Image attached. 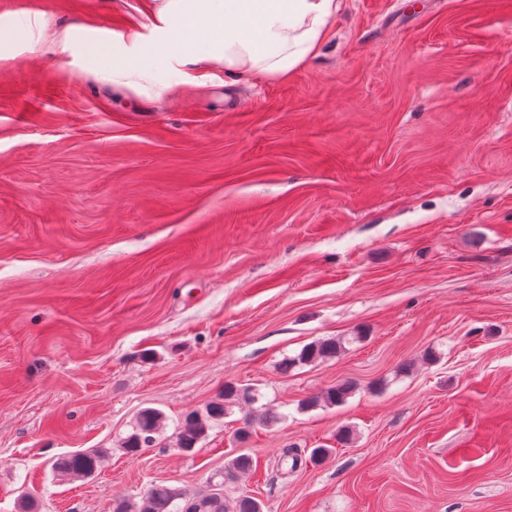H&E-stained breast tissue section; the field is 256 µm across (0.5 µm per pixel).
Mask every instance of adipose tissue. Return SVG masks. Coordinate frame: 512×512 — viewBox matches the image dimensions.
<instances>
[{
	"label": "adipose tissue",
	"mask_w": 512,
	"mask_h": 512,
	"mask_svg": "<svg viewBox=\"0 0 512 512\" xmlns=\"http://www.w3.org/2000/svg\"><path fill=\"white\" fill-rule=\"evenodd\" d=\"M341 0H153L150 39L132 34L120 42L83 30L49 29L37 16L0 22V60L16 58L52 39L78 47L82 61L103 78L138 92L171 93L180 68L199 79L217 72L231 78H285L318 55Z\"/></svg>",
	"instance_id": "obj_1"
}]
</instances>
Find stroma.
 Masks as SVG:
<instances>
[{"label": "stroma", "instance_id": "obj_1", "mask_svg": "<svg viewBox=\"0 0 512 512\" xmlns=\"http://www.w3.org/2000/svg\"><path fill=\"white\" fill-rule=\"evenodd\" d=\"M149 2L0 19L145 34ZM329 27L288 78L185 68L161 98L50 42L0 62V512L205 493L228 457L263 473L320 446L226 489L264 512H512V0H343ZM228 381L259 401L180 452ZM147 407L164 427L127 455ZM95 448L92 476L53 471ZM340 345L334 339H324L305 346L296 358L290 360V364L308 363L317 359L333 357L336 355Z\"/></svg>", "mask_w": 512, "mask_h": 512}]
</instances>
